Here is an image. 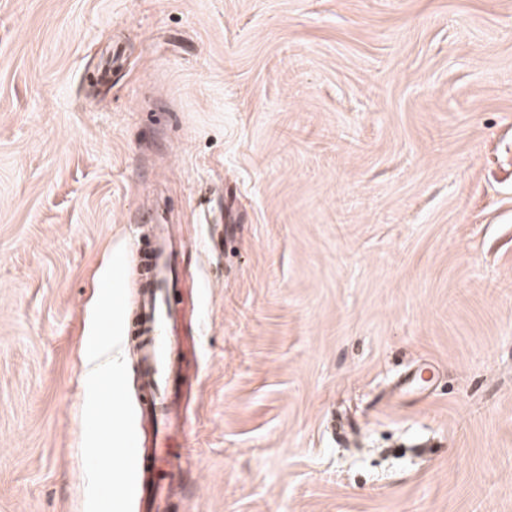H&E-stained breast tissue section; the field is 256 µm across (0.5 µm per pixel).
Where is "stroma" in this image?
I'll return each instance as SVG.
<instances>
[{
	"label": "stroma",
	"mask_w": 512,
	"mask_h": 512,
	"mask_svg": "<svg viewBox=\"0 0 512 512\" xmlns=\"http://www.w3.org/2000/svg\"><path fill=\"white\" fill-rule=\"evenodd\" d=\"M154 219L165 512H512V0H0V512H84L92 310Z\"/></svg>",
	"instance_id": "stroma-1"
}]
</instances>
